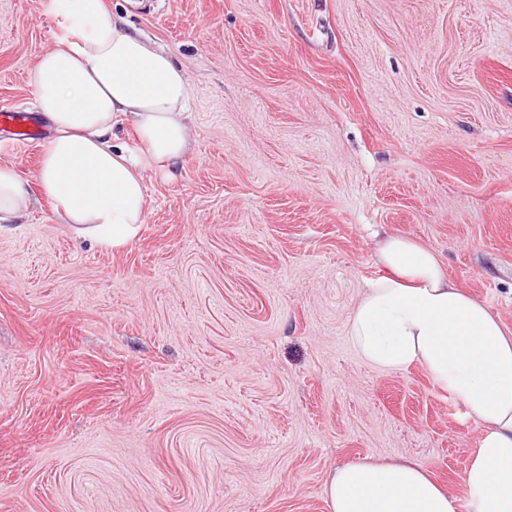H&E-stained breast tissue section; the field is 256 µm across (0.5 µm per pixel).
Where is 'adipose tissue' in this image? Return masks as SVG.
<instances>
[{
	"label": "adipose tissue",
	"instance_id": "obj_1",
	"mask_svg": "<svg viewBox=\"0 0 512 512\" xmlns=\"http://www.w3.org/2000/svg\"><path fill=\"white\" fill-rule=\"evenodd\" d=\"M50 6L60 34L28 75L52 129L36 181L78 237L118 249L146 220L145 172L189 149L188 85L172 56L130 31L104 0ZM121 122L132 126L135 145L114 136ZM30 204L26 182L0 166V232ZM378 261L384 275L366 282L348 318L351 343L375 368L420 366L483 425L464 474L468 512H512V334L415 239L387 236ZM327 498L329 512H457L455 499L411 462L343 464Z\"/></svg>",
	"mask_w": 512,
	"mask_h": 512
}]
</instances>
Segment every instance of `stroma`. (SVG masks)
Returning a JSON list of instances; mask_svg holds the SVG:
<instances>
[{
  "mask_svg": "<svg viewBox=\"0 0 512 512\" xmlns=\"http://www.w3.org/2000/svg\"><path fill=\"white\" fill-rule=\"evenodd\" d=\"M190 90L147 215L91 245L35 194L0 236V512H329L350 462L414 461L467 512L483 427L418 366L365 364L348 317L389 235L512 333V0H104ZM48 0H0V106Z\"/></svg>",
  "mask_w": 512,
  "mask_h": 512,
  "instance_id": "1",
  "label": "stroma"
}]
</instances>
